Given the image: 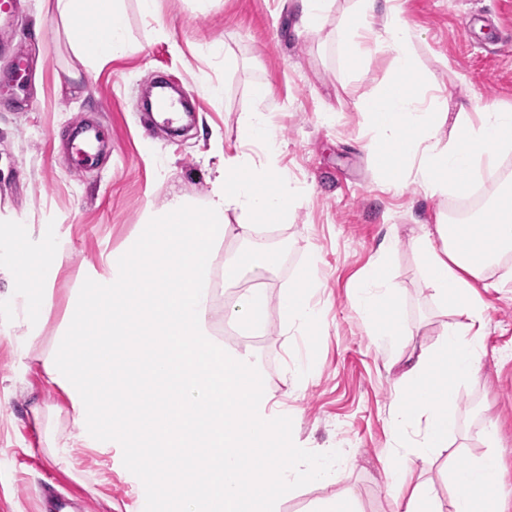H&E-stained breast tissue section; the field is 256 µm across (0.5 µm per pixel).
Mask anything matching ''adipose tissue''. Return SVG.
<instances>
[{"label":"adipose tissue","mask_w":512,"mask_h":512,"mask_svg":"<svg viewBox=\"0 0 512 512\" xmlns=\"http://www.w3.org/2000/svg\"><path fill=\"white\" fill-rule=\"evenodd\" d=\"M53 10L84 65L127 53L124 0H54ZM79 18L94 19L101 35L77 34ZM416 37L403 0H355L339 32L349 62L360 66L384 51L397 70L357 105L377 132L368 154L396 184L410 180L433 195H461L512 151V108L452 114L440 99H421ZM447 122L452 134L445 139ZM275 141L264 112L243 113L240 141L225 152L204 199L175 194L147 206L136 235L121 250L101 254L82 277L48 347L45 316L66 252L54 236L22 247L11 230H0V250L8 255L0 272L12 284L6 298L22 327L14 363L37 370L69 401L70 430L45 428L56 463L70 465L79 448L125 449L146 468L152 487L179 500L181 512H280L294 490L341 480L342 452L294 446L288 435L296 415L268 392L253 351L225 348L209 323L218 284L237 285L280 263L267 227L286 223L304 190L277 164ZM256 145L264 158L253 155ZM232 214L237 223H229ZM481 221L478 229L424 224L409 240L432 301L457 316L433 345L406 346L412 331L399 315L389 263L397 235L383 239L349 297L368 335L388 350V367L399 370L388 418L397 452L384 464L395 512H506L501 488L485 482L487 473L501 470L497 453L452 472L449 503L429 477L440 451L461 434L459 388L480 373L484 309L475 284L512 253V193L498 197ZM229 237L246 242L248 253L223 250ZM318 286L311 259L279 294L280 335L319 327L322 311L307 299ZM268 312L265 289L253 287L237 294L225 319L261 335Z\"/></svg>","instance_id":"ef3b65f1"}]
</instances>
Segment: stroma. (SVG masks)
I'll use <instances>...</instances> for the list:
<instances>
[{
	"mask_svg": "<svg viewBox=\"0 0 512 512\" xmlns=\"http://www.w3.org/2000/svg\"><path fill=\"white\" fill-rule=\"evenodd\" d=\"M52 0H22V10L0 33V95L12 93L5 75L18 54L29 68L26 112L0 109V227L30 245L43 234L62 240L68 259L53 285L44 328L52 344L86 264L121 249L135 234L148 204L178 193L204 198L218 147L240 140V115L266 112L280 146L279 165L307 187L284 228L271 232L283 254L260 284L278 296L317 251L321 289L311 300L324 310L314 335L258 337L259 358L271 394L296 407V446L346 451L344 478L308 486L289 496L282 512H309L314 500L354 489L361 512H393L382 471L393 453L389 404L396 372L367 335L348 294L371 263L379 243L398 232L404 243L393 257L401 317L414 329L413 346L436 341L443 317L425 290L418 256L406 245L419 225L452 220L453 196H429L415 184L394 190L369 163L371 138L356 103L394 73L392 58L374 54L363 72L351 69L338 42L353 0H334L320 28L299 23L298 0H156L143 18L137 0H125L130 49L123 57L85 68L74 56ZM405 17L417 30L415 53L423 87L443 96L449 111L483 105L512 107V0H405ZM474 19L465 38L461 21ZM222 43L226 54L210 53ZM159 77L179 84L197 103L195 122L180 140L147 132L139 96ZM270 93L251 97L255 82ZM219 83L223 95L208 97ZM98 117L112 135L99 168L75 173L51 139L70 124ZM484 303L485 336L480 378L461 390V464L481 456L483 418L498 429L499 476L512 502V254L477 282ZM18 325L0 319V512H45L42 487L73 503L75 512H137L146 488L129 457L92 450L76 453L73 470L56 465L45 448L44 427L33 406L66 408L65 394L36 371L16 381L11 368ZM313 350L319 373L297 391L286 368Z\"/></svg>",
	"mask_w": 512,
	"mask_h": 512,
	"instance_id": "stroma-1",
	"label": "stroma"
}]
</instances>
